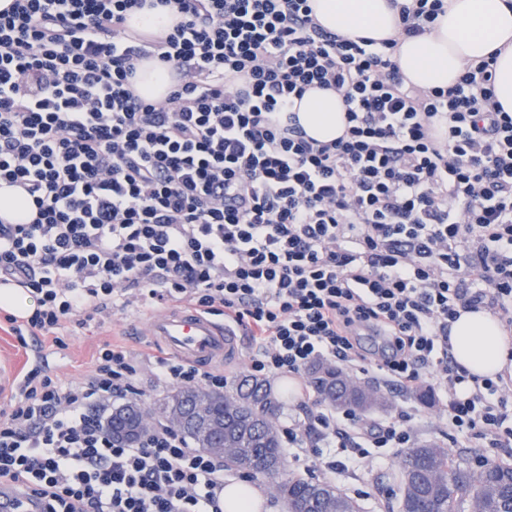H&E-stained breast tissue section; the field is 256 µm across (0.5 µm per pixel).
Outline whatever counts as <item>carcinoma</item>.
I'll return each mask as SVG.
<instances>
[{"mask_svg": "<svg viewBox=\"0 0 512 512\" xmlns=\"http://www.w3.org/2000/svg\"><path fill=\"white\" fill-rule=\"evenodd\" d=\"M346 380L337 369L322 368L314 376L318 394L338 408L361 411L369 404L386 405L381 395L370 400L362 391L350 388ZM268 389L266 380L250 377L242 379L231 394L185 387L168 396L162 412L176 414L192 394L209 399L214 418L224 422V433L204 435L187 424L181 433L195 447L216 448L222 444L234 449L236 466L274 480L280 499L288 506L306 502L310 512H351L348 496L335 486L284 474V450L280 435L272 426L277 405L271 402ZM482 469L484 476L468 488L481 512H512V465L488 463ZM468 470L470 466L434 442L408 449L398 470L403 484L399 512H455L462 472Z\"/></svg>", "mask_w": 512, "mask_h": 512, "instance_id": "cac0c4a2", "label": "carcinoma"}]
</instances>
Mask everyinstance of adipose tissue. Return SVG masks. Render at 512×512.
<instances>
[{
    "label": "adipose tissue",
    "mask_w": 512,
    "mask_h": 512,
    "mask_svg": "<svg viewBox=\"0 0 512 512\" xmlns=\"http://www.w3.org/2000/svg\"><path fill=\"white\" fill-rule=\"evenodd\" d=\"M316 18L327 29L376 40L397 34L398 16L390 0H313ZM498 52L495 94L512 112V0H448L431 33L402 40L395 60L409 83L445 88L468 64ZM306 133L329 142L343 135L346 107L332 90L312 89L294 100ZM450 344L455 361L470 374L495 376L512 365V336L490 312H464L453 323Z\"/></svg>",
    "instance_id": "1"
}]
</instances>
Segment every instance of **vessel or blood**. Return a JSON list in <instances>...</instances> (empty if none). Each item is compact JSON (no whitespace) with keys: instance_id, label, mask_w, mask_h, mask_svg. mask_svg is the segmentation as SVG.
<instances>
[{"instance_id":"obj_1","label":"vessel or blood","mask_w":512,"mask_h":512,"mask_svg":"<svg viewBox=\"0 0 512 512\" xmlns=\"http://www.w3.org/2000/svg\"><path fill=\"white\" fill-rule=\"evenodd\" d=\"M143 334L170 355L200 367L234 360L242 350L239 326L179 304L151 314Z\"/></svg>"}]
</instances>
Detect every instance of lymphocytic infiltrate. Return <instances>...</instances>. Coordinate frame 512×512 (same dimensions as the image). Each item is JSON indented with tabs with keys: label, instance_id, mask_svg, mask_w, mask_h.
<instances>
[{
	"label": "lymphocytic infiltrate",
	"instance_id": "obj_1",
	"mask_svg": "<svg viewBox=\"0 0 512 512\" xmlns=\"http://www.w3.org/2000/svg\"><path fill=\"white\" fill-rule=\"evenodd\" d=\"M311 0H156L163 37L129 32L147 0H12L0 11V182L24 186L31 221L0 223V280L35 300L9 316L21 348H65V324L104 326L171 301L249 329L251 376L316 362L412 390L434 379L455 439L512 446V378L471 381L450 352L460 311L512 327V113L495 57L448 88L408 84L399 38L324 28ZM448 0H391L400 36L430 32ZM171 71L167 97L136 89L139 62ZM346 104L343 137H308L286 108L310 88ZM205 385L223 370L104 344L84 378L48 363L0 409V486L45 512H222V460L163 422L113 440L114 401ZM413 411L369 425L320 408L288 447L415 444Z\"/></svg>",
	"mask_w": 512,
	"mask_h": 512
}]
</instances>
